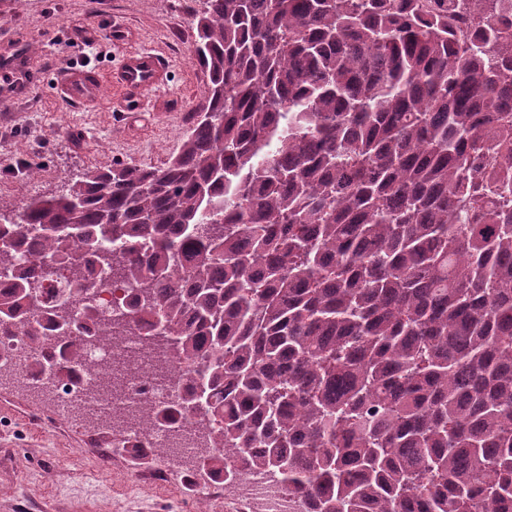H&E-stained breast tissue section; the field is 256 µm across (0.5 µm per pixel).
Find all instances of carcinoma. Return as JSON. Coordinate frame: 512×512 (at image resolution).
I'll return each instance as SVG.
<instances>
[{
  "label": "carcinoma",
  "mask_w": 512,
  "mask_h": 512,
  "mask_svg": "<svg viewBox=\"0 0 512 512\" xmlns=\"http://www.w3.org/2000/svg\"><path fill=\"white\" fill-rule=\"evenodd\" d=\"M427 2L199 0L207 103L170 161L0 198L23 385L140 336L98 390L144 364L186 395L86 420L193 416L148 463L272 471L303 512H512V0Z\"/></svg>",
  "instance_id": "1"
}]
</instances>
